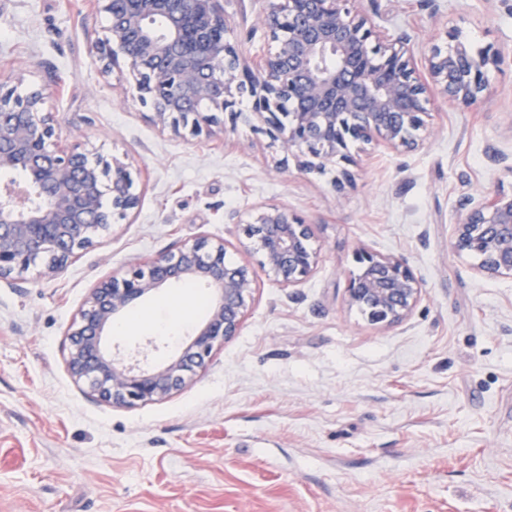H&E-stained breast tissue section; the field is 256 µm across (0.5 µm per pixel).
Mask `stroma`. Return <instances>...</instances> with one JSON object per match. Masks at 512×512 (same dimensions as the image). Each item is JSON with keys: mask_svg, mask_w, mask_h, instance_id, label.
Here are the masks:
<instances>
[{"mask_svg": "<svg viewBox=\"0 0 512 512\" xmlns=\"http://www.w3.org/2000/svg\"><path fill=\"white\" fill-rule=\"evenodd\" d=\"M415 49L460 31L501 52L477 104L434 92L424 145L352 144L334 170L278 166L243 122L199 136L161 129L119 72L90 53L94 0H0V79L44 89L61 138L137 171L140 205L60 275L0 282V512H512V278L452 253L464 194L512 191V0H364ZM265 0H224L230 36L271 51ZM276 205L310 224L320 262L286 288L258 273L237 336L170 398L134 408L71 377L68 332L89 292L130 263L199 236L257 265L240 225ZM402 255L422 298L382 327L346 301L359 250ZM210 292L173 284L138 303L108 344L178 354Z\"/></svg>", "mask_w": 512, "mask_h": 512, "instance_id": "1", "label": "stroma"}]
</instances>
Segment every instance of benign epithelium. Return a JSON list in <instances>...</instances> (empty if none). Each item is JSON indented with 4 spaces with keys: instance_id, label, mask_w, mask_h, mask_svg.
<instances>
[{
    "instance_id": "1",
    "label": "benign epithelium",
    "mask_w": 512,
    "mask_h": 512,
    "mask_svg": "<svg viewBox=\"0 0 512 512\" xmlns=\"http://www.w3.org/2000/svg\"><path fill=\"white\" fill-rule=\"evenodd\" d=\"M108 25L92 45L105 71L117 67L134 83L153 121L175 135L224 125V113L257 122L279 143L285 166L323 172L353 160L346 143L420 149L431 104L407 36H393L361 7L363 0H268L262 25L275 43L247 57L228 37L224 0H98ZM423 55L431 81L448 100L471 106L488 89L498 57L473 51L462 35ZM336 64L328 66L327 60ZM19 72L0 81V169L23 176L24 187L0 185V281L31 268L54 277L79 252L112 232L140 204L132 167L112 156L90 159L86 144L61 143L43 89L18 92ZM251 112L237 110L242 100ZM260 255L259 267L282 286L305 282L319 264L310 224L270 206L241 221ZM450 249L480 258L485 277L512 278V193L483 194L459 204ZM362 273L349 281L347 302L369 322L404 321L419 303V279L402 256L359 252ZM255 270L226 260L222 240L201 236L177 250L135 262L91 289L69 332L67 367L96 400L131 408L181 390L213 353L241 330L253 297ZM213 291L209 312L180 353L145 367L144 348L122 352L106 338L117 316L172 283Z\"/></svg>"
}]
</instances>
